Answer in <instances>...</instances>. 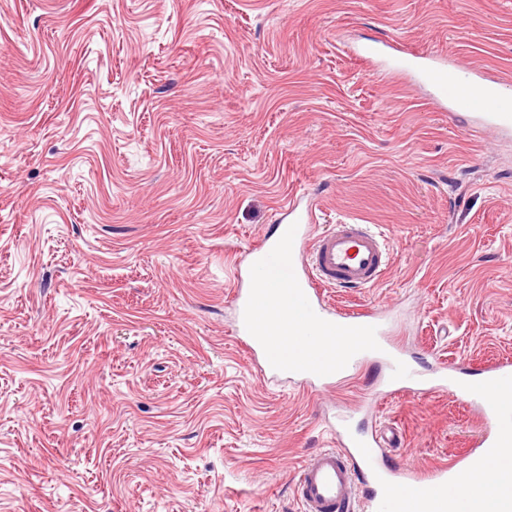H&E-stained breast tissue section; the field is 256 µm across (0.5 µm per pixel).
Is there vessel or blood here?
<instances>
[{"instance_id":"obj_1","label":"vessel or blood","mask_w":512,"mask_h":512,"mask_svg":"<svg viewBox=\"0 0 512 512\" xmlns=\"http://www.w3.org/2000/svg\"><path fill=\"white\" fill-rule=\"evenodd\" d=\"M361 53L383 69L411 74L431 85L450 114L512 135V100L480 70L460 71L431 53L406 57L396 46L387 58L372 45ZM284 209L291 223L278 225L275 235L248 252L247 285L234 297L235 336L261 372L274 380H303L312 391L335 383L331 350L338 328H351L367 340H388L390 310L334 313L326 307L322 291L374 286L390 264L391 248L386 234L371 224H336L313 234L317 203L304 206L292 197ZM263 301L296 319L299 343L291 354H280L254 335L249 315ZM383 378L387 387L377 391L380 399L387 398L391 386L415 394L432 391L423 373L397 349L384 361ZM456 392L480 422L472 449L426 472L403 471L383 461L400 442L395 428L357 435L349 417H337L329 425L336 447L315 454L298 473L296 493L304 512H472L464 476L488 470L494 459L512 453V363L487 365L478 384L457 386Z\"/></svg>"}]
</instances>
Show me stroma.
<instances>
[{"instance_id": "obj_1", "label": "stroma", "mask_w": 512, "mask_h": 512, "mask_svg": "<svg viewBox=\"0 0 512 512\" xmlns=\"http://www.w3.org/2000/svg\"><path fill=\"white\" fill-rule=\"evenodd\" d=\"M377 41L486 69L512 96V0H0V512H303L301 465L379 378L267 380L224 267L281 223L373 224L426 373L512 360V137L372 70ZM387 462L471 448L470 405L400 395Z\"/></svg>"}]
</instances>
